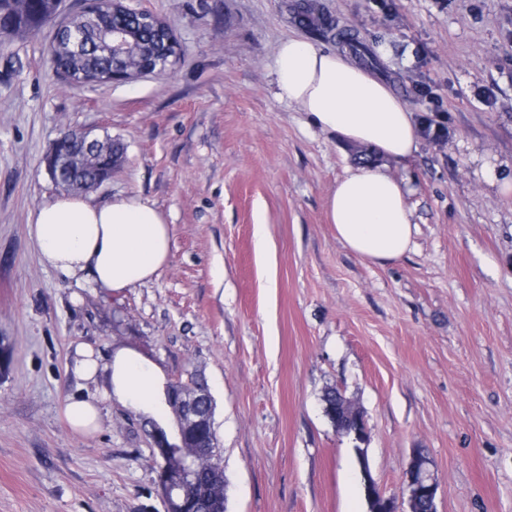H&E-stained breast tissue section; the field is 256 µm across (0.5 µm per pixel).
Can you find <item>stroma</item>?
Masks as SVG:
<instances>
[{"instance_id":"35a3bbf8","label":"stroma","mask_w":512,"mask_h":512,"mask_svg":"<svg viewBox=\"0 0 512 512\" xmlns=\"http://www.w3.org/2000/svg\"><path fill=\"white\" fill-rule=\"evenodd\" d=\"M309 1L373 50L418 122L446 128L405 164L371 160L407 184L414 224L383 266L326 211L361 148L276 95L281 40L346 46L299 24ZM127 4L173 29L166 74L71 84L46 54L54 26L0 38V512H164L140 416L107 405L82 434L60 415L81 343L205 379L226 512H368L353 442L324 413L331 387L363 412L399 512L418 449L438 512H512V0ZM68 128L125 148L87 199L134 194L170 226L145 284L111 294L39 262L30 218L60 193L45 160Z\"/></svg>"}]
</instances>
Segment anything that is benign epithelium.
<instances>
[{
  "label": "benign epithelium",
  "mask_w": 512,
  "mask_h": 512,
  "mask_svg": "<svg viewBox=\"0 0 512 512\" xmlns=\"http://www.w3.org/2000/svg\"><path fill=\"white\" fill-rule=\"evenodd\" d=\"M164 58L141 67L138 70H124L121 65L112 67L108 80H132L150 73L162 74L180 58L181 48L175 36L166 40ZM211 395L206 389L183 393L172 407L179 424L177 441H170L166 432L154 426V448L164 460V466L157 474V486L166 504V512H185L187 492L192 483V471L184 462L186 439L200 430L212 426ZM336 431L348 436L354 443V450L360 465L365 497L369 512H398L395 501L387 497L372 477L366 441L367 427L355 404L347 399L341 390H336ZM438 481L430 469L429 458L418 451L411 457L406 473L403 495L406 496L409 512H437L436 498Z\"/></svg>",
  "instance_id": "obj_1"
}]
</instances>
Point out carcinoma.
<instances>
[{
	"label": "carcinoma",
	"instance_id": "carcinoma-1",
	"mask_svg": "<svg viewBox=\"0 0 512 512\" xmlns=\"http://www.w3.org/2000/svg\"><path fill=\"white\" fill-rule=\"evenodd\" d=\"M56 9L55 0H0V23L12 28V33H32L40 29L37 19L47 17ZM301 23L320 35L330 34L334 27L307 6L299 12ZM110 27H100L99 20L85 13L75 21L84 35V46L76 50L70 45L69 36L63 32L55 44L47 49L50 60L64 79L70 83H97L102 75L112 71V54L101 43L111 38V29L129 31V40L136 45L123 60L127 69L137 68L158 56L163 50L166 32L142 24L129 13L107 16ZM69 160L61 176V185L67 193H78L104 182L112 174L121 157L122 148L112 139H97L92 148L77 141L67 148ZM192 468L197 483L196 499L191 512H214L224 506V473L217 463L218 448L203 439L200 446L189 449Z\"/></svg>",
	"mask_w": 512,
	"mask_h": 512
}]
</instances>
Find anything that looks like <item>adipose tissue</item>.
Wrapping results in <instances>:
<instances>
[{"label":"adipose tissue","mask_w":512,"mask_h":512,"mask_svg":"<svg viewBox=\"0 0 512 512\" xmlns=\"http://www.w3.org/2000/svg\"><path fill=\"white\" fill-rule=\"evenodd\" d=\"M273 73L278 98L297 106L309 126L395 163L418 151L419 125L408 103L352 56L289 38L276 49ZM406 193L405 184L381 169L350 170L327 198L337 239L374 264L404 257L414 229ZM30 236L43 266L70 279L89 277L111 292L150 281L170 257L169 225L136 196L97 205L61 195L36 209ZM67 372L77 390L62 414L77 431H96L106 403H120L146 420H162L167 411L162 370L133 350L103 356L80 345Z\"/></svg>","instance_id":"1"}]
</instances>
